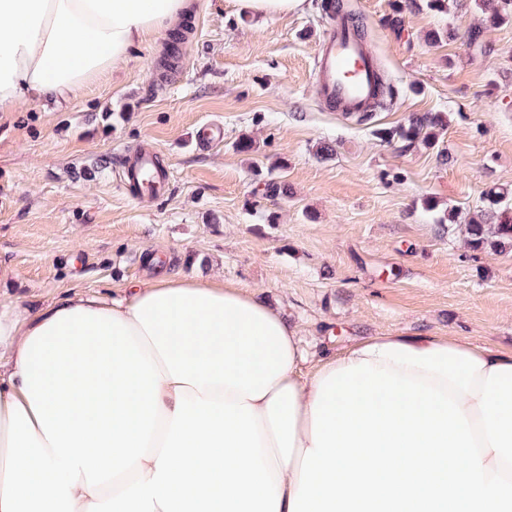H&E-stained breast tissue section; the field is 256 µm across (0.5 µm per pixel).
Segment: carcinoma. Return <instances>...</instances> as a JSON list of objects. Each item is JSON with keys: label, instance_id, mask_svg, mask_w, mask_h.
I'll list each match as a JSON object with an SVG mask.
<instances>
[{"label": "carcinoma", "instance_id": "obj_1", "mask_svg": "<svg viewBox=\"0 0 512 512\" xmlns=\"http://www.w3.org/2000/svg\"><path fill=\"white\" fill-rule=\"evenodd\" d=\"M488 2L491 7L485 12V25L500 26L512 23V0ZM329 7L344 14L356 35L364 41L367 40V29L349 4L344 0H327L324 8ZM377 95L378 106L381 108L390 104L395 96L394 86L382 73L377 80ZM446 126L447 120L443 114L426 113L411 117L405 125L381 132V139L389 145L407 151L419 141L428 146L434 144L440 131ZM483 202L485 208L480 210V215L470 218L465 224L468 245L475 251L487 248L501 252L507 249L512 251V202L509 201L508 193L490 189L484 193Z\"/></svg>", "mask_w": 512, "mask_h": 512}]
</instances>
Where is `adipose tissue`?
Segmentation results:
<instances>
[{"label":"adipose tissue","mask_w":512,"mask_h":512,"mask_svg":"<svg viewBox=\"0 0 512 512\" xmlns=\"http://www.w3.org/2000/svg\"><path fill=\"white\" fill-rule=\"evenodd\" d=\"M197 0H0V114L66 103ZM447 347L491 367L512 350L387 333L368 346ZM259 293L161 271L119 294L74 288L0 302V512H289L321 378Z\"/></svg>","instance_id":"ef3b65f1"}]
</instances>
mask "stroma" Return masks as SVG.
<instances>
[{
  "label": "stroma",
  "instance_id": "35a3bbf8",
  "mask_svg": "<svg viewBox=\"0 0 512 512\" xmlns=\"http://www.w3.org/2000/svg\"><path fill=\"white\" fill-rule=\"evenodd\" d=\"M350 2L398 91L366 124L314 92L322 0L268 17L201 0L175 63L157 33L68 104L0 116V261L15 273L0 301L145 280L153 253L170 274H216L282 307L306 373L385 333L511 350L512 252L471 250L443 216L477 213L489 187L512 191V25L483 26L482 0L445 13L425 0ZM449 29L455 39L431 41ZM427 112L448 117L434 146L380 140ZM211 123L223 140L198 144ZM243 139L251 152L238 151ZM140 148L168 174L152 199L134 198L121 172ZM269 180L284 192L264 195Z\"/></svg>",
  "mask_w": 512,
  "mask_h": 512
}]
</instances>
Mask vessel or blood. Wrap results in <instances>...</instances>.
<instances>
[{
    "mask_svg": "<svg viewBox=\"0 0 512 512\" xmlns=\"http://www.w3.org/2000/svg\"><path fill=\"white\" fill-rule=\"evenodd\" d=\"M377 75L371 49L342 17H334L315 62L317 97L343 112L363 111L374 102Z\"/></svg>",
    "mask_w": 512,
    "mask_h": 512,
    "instance_id": "1",
    "label": "vessel or blood"
}]
</instances>
